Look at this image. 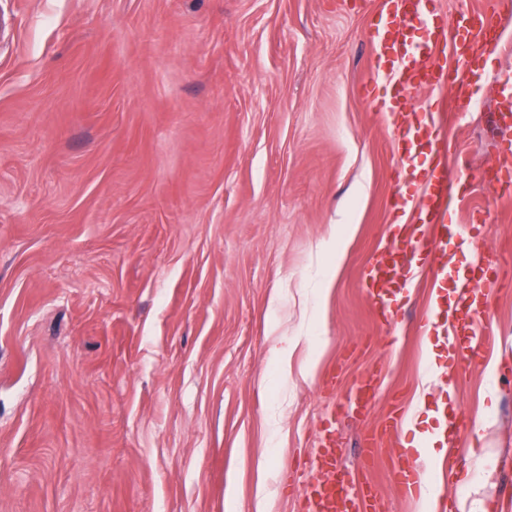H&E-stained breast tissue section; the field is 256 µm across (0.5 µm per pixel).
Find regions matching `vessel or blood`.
I'll use <instances>...</instances> for the list:
<instances>
[{"instance_id":"obj_1","label":"vessel or blood","mask_w":512,"mask_h":512,"mask_svg":"<svg viewBox=\"0 0 512 512\" xmlns=\"http://www.w3.org/2000/svg\"><path fill=\"white\" fill-rule=\"evenodd\" d=\"M512 19V0H482L480 7L464 10L454 17L431 11L428 0H383L380 21L371 35L375 64L371 79L383 78L389 84V97L371 99L374 111L387 123L396 144L400 164L425 157L429 163L419 172L420 192L411 195L395 191L391 210L408 214V224L394 227L393 248L385 250L370 268L368 294L375 315L381 322L394 320L407 285L404 271L414 259L447 258L450 205L448 162L442 159V120L439 108L419 112L410 101L422 90L447 88L453 109L463 112L472 101L467 93L471 82L470 62L474 55L495 53L502 44L503 26ZM452 47L455 66L442 73L436 63L435 47ZM496 99L494 123L500 141L512 143V73L502 74ZM508 259L504 254L481 249L471 280L459 281L447 297L431 304L417 320L421 333L444 324L448 348L460 372L482 364L487 339L480 329L489 321L490 301L501 286L499 273ZM391 459L398 490L406 496L415 493L424 480V466L418 453L400 446L392 449ZM316 467L323 478L307 486L303 512H358L355 496L336 492V441L325 436L316 455Z\"/></svg>"}]
</instances>
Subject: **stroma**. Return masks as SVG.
I'll return each mask as SVG.
<instances>
[{"label":"stroma","instance_id":"obj_1","mask_svg":"<svg viewBox=\"0 0 512 512\" xmlns=\"http://www.w3.org/2000/svg\"><path fill=\"white\" fill-rule=\"evenodd\" d=\"M381 0H0V512H299L325 432L382 512L400 444L465 412L477 430L432 459L435 484L512 512V287L491 302L479 369L426 381L413 320L376 323L362 273L408 171L362 81ZM502 48L476 58L470 112L443 137L448 221L512 240V202L480 182L500 158L490 114ZM353 222L342 259L323 252ZM297 341L287 364L273 337ZM375 396L353 404L360 386ZM496 389L486 398V384ZM373 438V465L360 448Z\"/></svg>","mask_w":512,"mask_h":512}]
</instances>
